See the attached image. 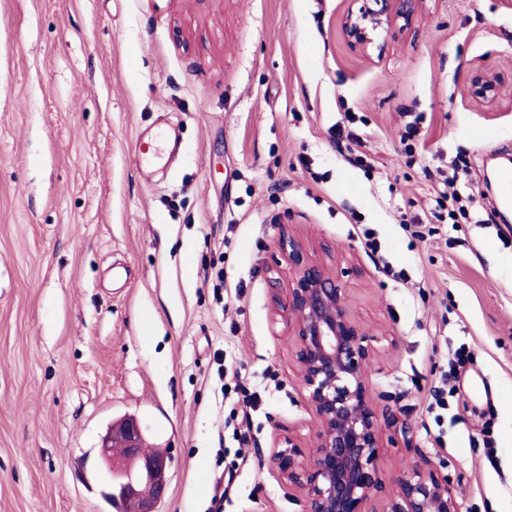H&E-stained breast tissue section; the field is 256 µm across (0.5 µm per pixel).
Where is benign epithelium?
<instances>
[{"mask_svg": "<svg viewBox=\"0 0 512 512\" xmlns=\"http://www.w3.org/2000/svg\"><path fill=\"white\" fill-rule=\"evenodd\" d=\"M347 12L344 39L366 52L392 26L410 23L422 0H373ZM499 78L480 70L472 95L482 101L497 96ZM294 279L288 288V316L296 336L300 378L317 429L308 450L291 437L272 450L270 463L285 486L302 493L303 512H366L371 500L386 494L384 512H461L460 503L440 466L424 459L412 473L396 480L391 491L379 466L381 413L369 392L365 368L370 360L369 331L349 312L340 280L326 264L304 256L303 246L288 240ZM106 494L117 502L129 498L138 512H158L166 495L169 459L144 448L134 418L114 422L98 448Z\"/></svg>", "mask_w": 512, "mask_h": 512, "instance_id": "benign-epithelium-1", "label": "benign epithelium"}]
</instances>
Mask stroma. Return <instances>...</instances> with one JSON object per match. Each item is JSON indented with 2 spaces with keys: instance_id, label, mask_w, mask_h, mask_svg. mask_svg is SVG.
I'll list each match as a JSON object with an SVG mask.
<instances>
[{
  "instance_id": "stroma-1",
  "label": "stroma",
  "mask_w": 512,
  "mask_h": 512,
  "mask_svg": "<svg viewBox=\"0 0 512 512\" xmlns=\"http://www.w3.org/2000/svg\"><path fill=\"white\" fill-rule=\"evenodd\" d=\"M351 6L0 0V512H114L95 450L125 416L170 459L158 512H208L227 469L224 512H303L268 460L316 426L290 238L339 276L374 399L413 429L382 425L387 477L441 460L462 512H512V205L494 180L512 10L423 0L362 53L341 33ZM479 68L502 77L493 101L469 93ZM349 114L363 142L337 138ZM164 124L167 174L134 151ZM452 182L471 197L459 224L437 205ZM235 383L261 397L244 446Z\"/></svg>"
}]
</instances>
